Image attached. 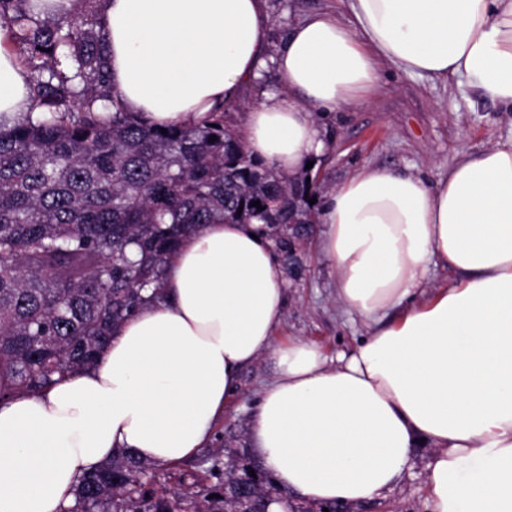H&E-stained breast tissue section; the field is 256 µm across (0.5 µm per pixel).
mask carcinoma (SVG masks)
<instances>
[{
    "instance_id": "obj_1",
    "label": "carcinoma",
    "mask_w": 512,
    "mask_h": 512,
    "mask_svg": "<svg viewBox=\"0 0 512 512\" xmlns=\"http://www.w3.org/2000/svg\"><path fill=\"white\" fill-rule=\"evenodd\" d=\"M81 2L41 20L33 0H0L39 112L0 123L1 402L96 365L128 317L162 300L169 256L200 226L264 224L288 253L296 227L316 223L305 177L255 159L224 109L165 133L127 111L103 0ZM283 499L263 488L250 508ZM235 509L220 458L186 477L122 451L79 479L64 512Z\"/></svg>"
}]
</instances>
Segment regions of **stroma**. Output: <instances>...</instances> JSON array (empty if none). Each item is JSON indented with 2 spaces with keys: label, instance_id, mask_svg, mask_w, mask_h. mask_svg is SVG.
<instances>
[{
  "label": "stroma",
  "instance_id": "1",
  "mask_svg": "<svg viewBox=\"0 0 512 512\" xmlns=\"http://www.w3.org/2000/svg\"><path fill=\"white\" fill-rule=\"evenodd\" d=\"M271 17L268 53L276 55L289 28L311 13L326 10L344 16L346 0H266ZM379 92L367 102L319 112L316 122L325 147L314 168L324 191H332L364 167L422 176L435 183L447 176L459 154L512 139V113L468 88L411 76L395 65L380 72ZM310 235L297 252L293 271L285 273V317L274 338L281 344L304 339L320 345L328 357L349 350L367 334L335 298L333 277ZM276 376L273 356L246 369L238 391L217 424L211 441L182 463L184 471L202 469L204 460L221 454L224 463L249 455L247 434L265 386ZM430 449H415L411 467L392 500H374L348 512H429L426 466Z\"/></svg>",
  "mask_w": 512,
  "mask_h": 512
}]
</instances>
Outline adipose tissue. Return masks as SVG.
<instances>
[{
	"label": "adipose tissue",
	"instance_id": "obj_1",
	"mask_svg": "<svg viewBox=\"0 0 512 512\" xmlns=\"http://www.w3.org/2000/svg\"><path fill=\"white\" fill-rule=\"evenodd\" d=\"M268 57L264 0H105L112 84L158 126L194 123L274 65L284 89L251 108L249 152L292 173L324 144L315 114L360 104L390 63L453 79L512 112V0H347ZM0 32V121L31 110ZM337 303L368 335L328 358L274 346L286 283L255 224H207L169 258L164 298L130 317L99 364L0 402V512H65L113 454L176 466L211 437L242 372L273 353L249 442L289 501L388 498L432 451L430 512H512V140L446 178L365 167L319 208ZM447 282L431 283L434 268Z\"/></svg>",
	"mask_w": 512,
	"mask_h": 512
}]
</instances>
